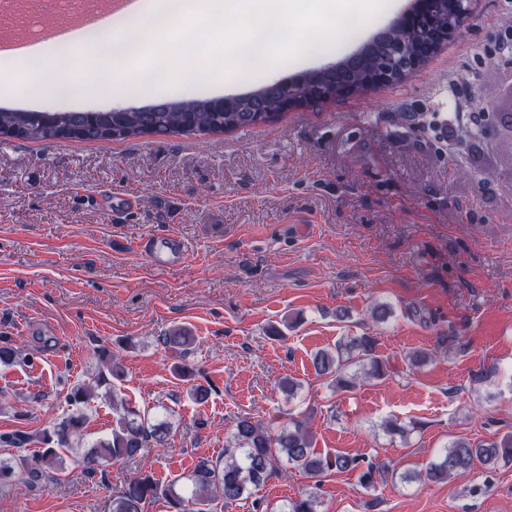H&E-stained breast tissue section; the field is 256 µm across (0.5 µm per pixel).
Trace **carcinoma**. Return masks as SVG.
Here are the masks:
<instances>
[{
    "mask_svg": "<svg viewBox=\"0 0 512 512\" xmlns=\"http://www.w3.org/2000/svg\"><path fill=\"white\" fill-rule=\"evenodd\" d=\"M213 99L195 97L179 100H159L142 107H132L128 112H98L90 121L85 112H70L72 125L81 128L79 139L87 141L132 139L151 134L194 135L197 133L220 134L258 125V116L271 121L280 116L283 102L280 93L264 88L242 95L234 112H215ZM0 129L18 133L22 139L44 141L57 137L53 128L35 123L33 113L0 109ZM458 339L453 327L440 334L434 351L450 352ZM195 341L190 329L175 327L162 336L163 345L184 358ZM374 336H348L336 343L335 350H320L313 358L315 372L331 380L338 391H346L359 382L379 379L386 374L387 366L376 354ZM352 365L359 371L349 373ZM86 419L72 415L52 432L43 435L45 448L41 450L37 466L29 465L23 456L15 462L0 460V478L35 483L44 478L56 479L64 471V455L71 450L70 439L81 435ZM170 432L165 423L147 424L140 410L124 406L123 413L112 427L111 437L97 443L81 460L86 474L100 472L102 460H128L144 456V450L167 445ZM512 461V434L497 440L471 441L459 438L450 442L444 454L427 467L424 478L441 482L452 475L469 471L480 463L489 470ZM359 458L340 451L325 454L313 448V437L306 423L291 418L288 424L274 428L255 418L242 415L234 425L224 461L200 460L189 475L191 489L182 494L176 482L162 484L150 472L132 477L124 489L112 498V512H142L146 502L163 498L175 512H226L242 500L251 490L262 485L270 473L279 467L291 466L305 471L320 485L321 478L332 471L354 470ZM390 466L367 463L358 475L365 489L376 488ZM317 495L310 491L286 502L279 512H317Z\"/></svg>",
    "mask_w": 512,
    "mask_h": 512,
    "instance_id": "cac0c4a2",
    "label": "carcinoma"
}]
</instances>
